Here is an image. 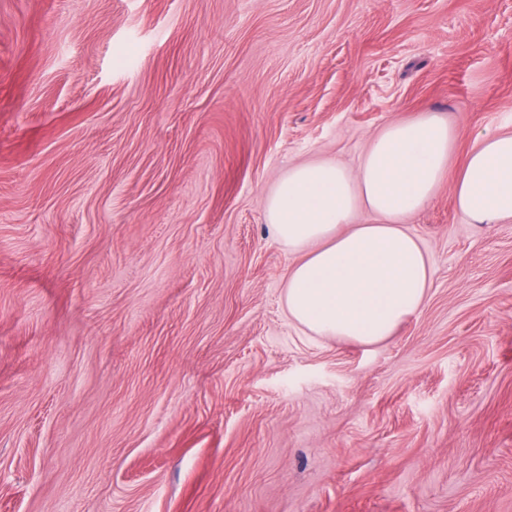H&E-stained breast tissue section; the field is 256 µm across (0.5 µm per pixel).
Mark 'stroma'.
<instances>
[{"instance_id": "1", "label": "stroma", "mask_w": 512, "mask_h": 512, "mask_svg": "<svg viewBox=\"0 0 512 512\" xmlns=\"http://www.w3.org/2000/svg\"><path fill=\"white\" fill-rule=\"evenodd\" d=\"M437 114L424 306L306 335L262 198ZM512 0H0V512H512ZM452 191L471 223L512 221V131L478 134Z\"/></svg>"}]
</instances>
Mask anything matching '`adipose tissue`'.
I'll list each match as a JSON object with an SVG mask.
<instances>
[{"label":"adipose tissue","mask_w":512,"mask_h":512,"mask_svg":"<svg viewBox=\"0 0 512 512\" xmlns=\"http://www.w3.org/2000/svg\"><path fill=\"white\" fill-rule=\"evenodd\" d=\"M457 140L424 113L374 135L356 174L330 160L304 163L265 195L273 236L298 255L284 303L306 334L372 345L420 310L433 268L403 220L434 198ZM452 191L471 223L512 221V131L477 135ZM361 209L375 223H356Z\"/></svg>","instance_id":"obj_1"}]
</instances>
